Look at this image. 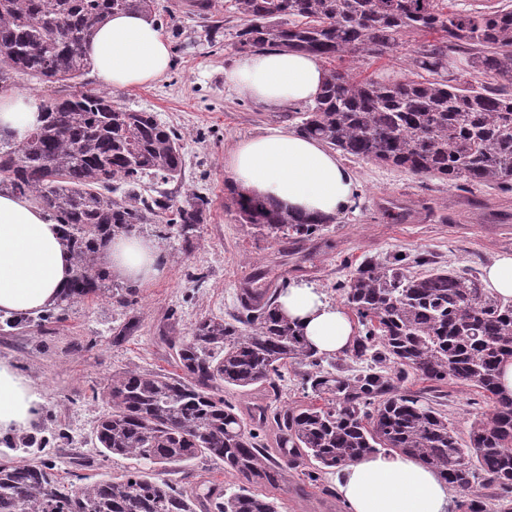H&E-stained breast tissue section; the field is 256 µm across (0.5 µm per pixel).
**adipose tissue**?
Masks as SVG:
<instances>
[{"label": "adipose tissue", "mask_w": 512, "mask_h": 512, "mask_svg": "<svg viewBox=\"0 0 512 512\" xmlns=\"http://www.w3.org/2000/svg\"><path fill=\"white\" fill-rule=\"evenodd\" d=\"M101 86L151 85L171 63L169 44L151 15H112L85 46ZM325 72L308 54L279 49L243 53L224 70V85L270 110L314 102ZM37 100L0 91V130L40 123ZM224 175L243 194L269 200L290 214L335 217L357 193L354 172L335 150L293 130L272 127L237 141L224 156ZM100 261L115 279L142 286L161 278L166 258L150 237H116ZM72 258L60 242L55 217L34 202L0 195V314L27 315L53 305L72 275ZM281 313L305 342L338 354L354 334L346 311L313 283H290L279 297ZM35 389L0 361V437L32 427L40 413ZM333 483L347 512H450L452 490L418 459L381 451L338 467Z\"/></svg>", "instance_id": "ef3b65f1"}]
</instances>
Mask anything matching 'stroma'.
I'll return each instance as SVG.
<instances>
[{"label": "stroma", "mask_w": 512, "mask_h": 512, "mask_svg": "<svg viewBox=\"0 0 512 512\" xmlns=\"http://www.w3.org/2000/svg\"><path fill=\"white\" fill-rule=\"evenodd\" d=\"M195 0H155L154 18L171 48V66L158 82L131 88H100L92 75L85 90L106 91L132 111L157 115L175 128L183 146L179 194L206 193L211 206L192 248L176 231L158 236L144 225L143 236L158 238L168 262L165 275L141 287L116 280L112 296L72 303L58 320H33L14 328L0 315V359L29 379L41 398V414L29 429L0 438V451L19 461L43 460L61 478L78 473L97 480L121 473L129 461L103 456L95 430L110 404L103 392L127 371L176 372L172 346L188 336L202 316L227 317L240 305L247 281L257 287L281 279L317 285L340 301L336 281L350 277L366 259L393 255L426 256L433 267L481 272L500 254H512V191L466 189L442 179L366 160H349L359 189L352 207L333 218L318 239L296 244L254 236L237 220L224 154L238 139L270 126L294 128V108L265 111L224 87V68L237 53L238 26L228 21L225 0H212L198 13ZM353 73L386 82L413 71L411 55L345 60ZM448 417L466 433L477 411L475 389L455 383L437 391ZM244 420L257 406L277 401L299 406L303 398L294 373H286L280 393L260 387L225 390ZM166 479L190 485L205 478L230 483L221 461L205 456L166 472ZM280 512H347L335 491L304 483L300 470L266 491Z\"/></svg>", "instance_id": "35a3bbf8"}]
</instances>
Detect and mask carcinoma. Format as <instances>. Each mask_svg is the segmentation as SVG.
I'll return each instance as SVG.
<instances>
[{"instance_id":"cac0c4a2","label":"carcinoma","mask_w":512,"mask_h":512,"mask_svg":"<svg viewBox=\"0 0 512 512\" xmlns=\"http://www.w3.org/2000/svg\"><path fill=\"white\" fill-rule=\"evenodd\" d=\"M154 0H0V88L15 73L69 88L40 101L42 124L19 139L0 132V192L34 201L58 219L73 275L56 307L112 291L98 261L117 234L145 224L177 228L191 245L210 200L165 193L137 198L145 177L168 184L182 171L180 135L152 112L127 110L104 93L76 89L89 67L84 47L112 14L149 13ZM238 16L242 52L269 47L330 64L320 95L297 111L296 130L346 156L438 177L459 187L512 191V0L450 11L446 0H227ZM441 33L415 50L428 77L397 83L358 79L332 66L345 57L396 54L413 34ZM471 68L444 78L448 55ZM500 80L489 86L482 77ZM238 221L263 238L309 241L330 220L294 216L230 188ZM419 257L366 260L334 288L360 329L339 358L309 347L279 311L281 287L228 319L204 316L176 350L180 375L128 372L109 387L112 407L96 429L103 453L134 461L119 475L59 485L54 466L0 458V512H278L253 491L302 468L311 485L349 461L381 450L411 455L459 494L460 512H486L485 492L512 498V397L498 390L512 359V303L490 295L478 277L445 269L425 275ZM361 364L355 372L347 362ZM289 364L299 374L301 406H267L262 421L278 434L272 457L254 425L224 389H276ZM415 375L426 386H405ZM448 381L477 388L488 412L468 440L428 393ZM200 455L224 462L237 482L195 488L160 477Z\"/></svg>"}]
</instances>
